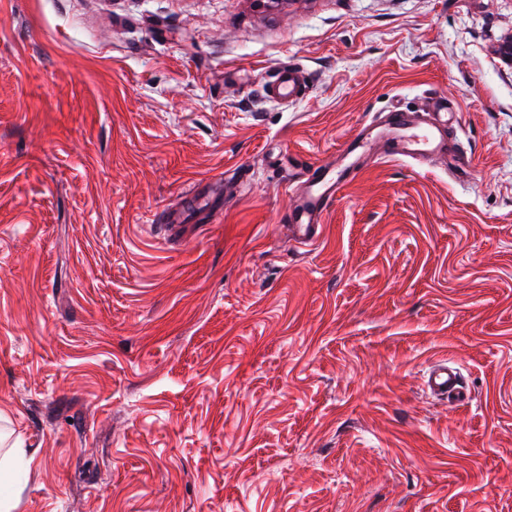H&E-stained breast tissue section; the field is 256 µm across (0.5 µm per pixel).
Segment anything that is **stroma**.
Here are the masks:
<instances>
[{
  "mask_svg": "<svg viewBox=\"0 0 512 512\" xmlns=\"http://www.w3.org/2000/svg\"><path fill=\"white\" fill-rule=\"evenodd\" d=\"M510 36L512 0H0L15 512H512ZM434 100L448 155L368 167L286 240L289 163ZM440 358L468 402L425 391ZM302 79L298 72L292 69H282L272 82V92L279 98L294 99L302 92ZM191 213L197 214L203 220H209L212 216L210 198L203 188H196L193 193L184 196L181 206L166 210L160 215L158 221L171 231H174L180 227L179 223Z\"/></svg>",
  "mask_w": 512,
  "mask_h": 512,
  "instance_id": "obj_1",
  "label": "stroma"
}]
</instances>
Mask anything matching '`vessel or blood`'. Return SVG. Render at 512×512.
<instances>
[{"instance_id": "obj_1", "label": "vessel or blood", "mask_w": 512, "mask_h": 512, "mask_svg": "<svg viewBox=\"0 0 512 512\" xmlns=\"http://www.w3.org/2000/svg\"><path fill=\"white\" fill-rule=\"evenodd\" d=\"M302 87L300 75L292 69L281 70L271 85L273 93L284 100L298 97ZM458 129V114L446 104L436 105L427 112L393 109L366 123L342 151L339 162L305 164L291 181L294 204L283 218L289 241L302 246L318 242L324 217L337 194L367 165L381 158L410 161L447 154L448 140ZM374 145L380 148L375 156L370 153ZM192 213L203 220L211 218L210 198L204 189L184 196L181 206L162 213L159 221L175 230ZM424 384L439 399L462 403L468 398L459 368L445 360L436 361L428 368Z\"/></svg>"}]
</instances>
